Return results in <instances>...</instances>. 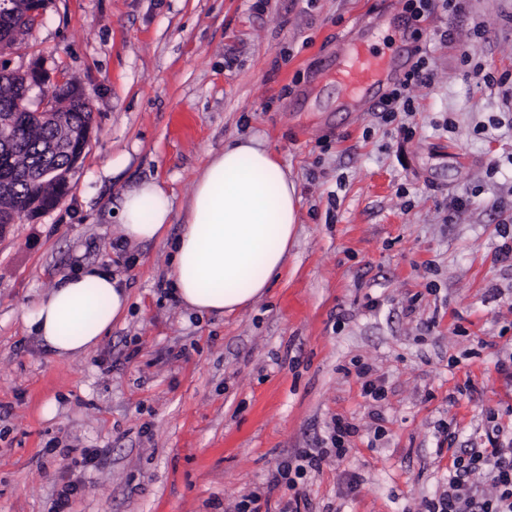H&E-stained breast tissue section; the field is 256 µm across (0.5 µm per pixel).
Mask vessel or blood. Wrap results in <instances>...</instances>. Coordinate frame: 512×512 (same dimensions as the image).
I'll use <instances>...</instances> for the list:
<instances>
[{
	"label": "vessel or blood",
	"instance_id": "obj_1",
	"mask_svg": "<svg viewBox=\"0 0 512 512\" xmlns=\"http://www.w3.org/2000/svg\"><path fill=\"white\" fill-rule=\"evenodd\" d=\"M396 65L394 54L375 50L362 42L351 43L345 55L332 69L343 105L375 94Z\"/></svg>",
	"mask_w": 512,
	"mask_h": 512
}]
</instances>
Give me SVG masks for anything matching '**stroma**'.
<instances>
[{
	"label": "stroma",
	"instance_id": "obj_1",
	"mask_svg": "<svg viewBox=\"0 0 512 512\" xmlns=\"http://www.w3.org/2000/svg\"><path fill=\"white\" fill-rule=\"evenodd\" d=\"M406 0H52L7 57L82 85L94 135L53 210L0 226V512H224L325 425L342 458L300 490L313 512H424L448 483L442 441L512 428V0L407 24ZM348 38L426 50L411 135L325 75ZM273 151L299 196L296 238L265 296L202 317L173 296L171 239L193 181L232 139ZM158 180L165 239L120 233L124 192ZM84 266L130 310L87 353L56 356L25 315ZM371 366L385 397L361 393ZM98 450L96 464L82 449Z\"/></svg>",
	"mask_w": 512,
	"mask_h": 512
}]
</instances>
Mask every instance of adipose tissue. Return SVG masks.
<instances>
[{
  "label": "adipose tissue",
  "instance_id": "obj_1",
  "mask_svg": "<svg viewBox=\"0 0 512 512\" xmlns=\"http://www.w3.org/2000/svg\"><path fill=\"white\" fill-rule=\"evenodd\" d=\"M299 198L275 154L237 139L210 155L193 189L169 277L180 302L206 315L234 313L263 297L284 269ZM172 202L155 180L120 203V232L132 243L162 239ZM129 296L110 272L85 268L42 296L26 320L57 356L86 353L125 317Z\"/></svg>",
  "mask_w": 512,
  "mask_h": 512
}]
</instances>
